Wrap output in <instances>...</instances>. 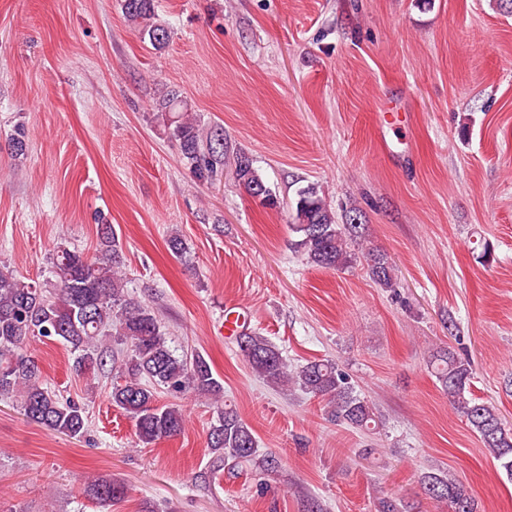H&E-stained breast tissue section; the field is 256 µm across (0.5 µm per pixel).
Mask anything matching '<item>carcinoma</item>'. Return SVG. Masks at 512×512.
<instances>
[{
	"instance_id": "cac0c4a2",
	"label": "carcinoma",
	"mask_w": 512,
	"mask_h": 512,
	"mask_svg": "<svg viewBox=\"0 0 512 512\" xmlns=\"http://www.w3.org/2000/svg\"><path fill=\"white\" fill-rule=\"evenodd\" d=\"M128 24L157 50L170 38L167 28L155 21V0H122ZM179 94L172 90L162 101L169 137L198 181L215 185L224 180L227 147L217 143L219 125H205L200 118L178 112ZM235 179L245 190L265 185L244 152L234 156ZM293 246L307 262L327 269L348 266L356 255L365 261L372 279L385 288L394 286V266L384 252L355 251L362 215L352 209L343 221L308 185L296 192L292 205ZM99 256L90 259L81 250L59 242L50 257L48 276L42 283L28 281L7 264H0V399L19 402L24 416L70 438L87 431V415L80 405L63 401L41 381V371L28 352L33 339L60 341L76 357V369L85 373L107 365V353L128 350L120 374L112 383L113 406L135 423L138 440L151 444L175 436L184 428L182 411L157 405L158 391L170 394L223 397L224 387L200 353L180 354L174 349L148 305L129 297L122 274V248L112 225L98 228ZM240 351L251 370L272 386L292 384L326 403L328 419L353 428L375 431L370 403L354 391L347 375L328 359H315L295 368L267 337L252 330L239 336ZM433 372L457 413L466 419L483 446L512 477V428L504 425L494 407L466 397L471 367L448 349L434 356ZM208 444L218 457L234 465L254 466L273 473L278 461L259 458L252 428L230 404L219 410L209 429ZM421 483L430 498L448 502L450 512H477L475 499L463 484L429 472ZM103 507L125 497V486L110 479H96L88 486Z\"/></svg>"
}]
</instances>
